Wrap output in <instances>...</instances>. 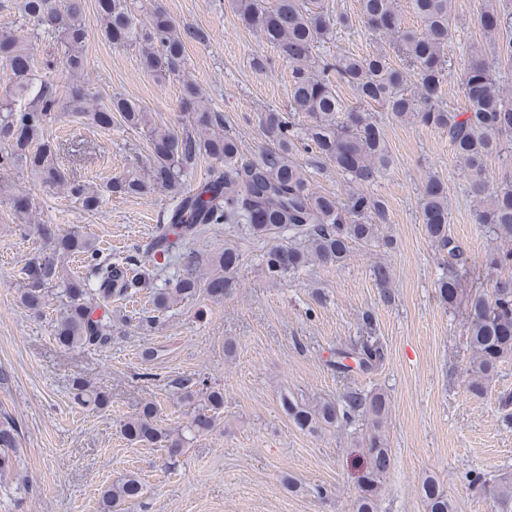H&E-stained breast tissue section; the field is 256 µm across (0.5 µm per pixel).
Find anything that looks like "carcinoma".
I'll use <instances>...</instances> for the list:
<instances>
[{"mask_svg": "<svg viewBox=\"0 0 512 512\" xmlns=\"http://www.w3.org/2000/svg\"><path fill=\"white\" fill-rule=\"evenodd\" d=\"M453 0H410L412 11L422 20L420 34L402 28L397 0H359L362 21L378 37L377 46L365 57L342 54L316 59L315 44L326 39L338 26L350 25L348 16L329 10L327 0H237L242 23L260 32L275 45L280 57L291 67L292 89L286 112L274 109L261 116L268 146L249 161L238 159L240 143L224 131L223 113L205 103L191 82L184 83V105L190 128L181 134L152 123L151 113L138 102L123 97L112 99L105 110L89 107V90L73 87L62 96L54 84L36 81L35 64L22 39L11 30H0V64L9 81L12 97L0 100V172L25 170L49 189L61 190L76 198L87 211L102 204L101 195L87 185L72 181L47 139L46 126L58 114L86 117L107 127L112 114L150 139L152 159L149 177L131 171L112 180L108 191L118 197L138 195L149 188L174 195L168 223L143 251L137 249L112 261L100 257L90 240L72 231L57 234L49 225L41 227L51 246V254L32 257L26 268L21 300L30 309L45 303L46 285L58 282L67 299L65 315L56 327V339L67 348L96 347L112 338V309L116 297L152 290L154 307L163 311L170 303L188 300L200 289L216 300L228 295L236 284L241 256L233 245L209 261L186 249L187 240L202 224H241L250 235L268 238L272 244L260 255L259 265L272 281H281L315 263H344L351 245L379 243L389 249L393 240L379 237L389 223L386 202L363 187L392 163L384 130L371 110L383 105L395 121L418 122L448 135L464 165L475 194L478 223L488 228L499 246L489 264L512 269V185L493 184L486 177L487 161L494 155L512 152V99L496 77L495 61L482 54L472 56L461 77L467 109L444 108L438 92L447 77L444 56L451 35ZM23 15L53 34L64 48V59H45L48 70L63 67L78 78L84 69L80 47L83 42V0H23ZM97 12L106 38L117 45H137L143 67L156 74H176L183 60L184 42L180 27L161 10L146 19H137L128 0H97ZM486 40L502 43L512 55V0L492 3L480 16ZM402 66L390 63V53ZM354 87L361 105L338 120L343 104L330 85L329 74ZM418 77L413 92L407 88V74ZM307 119L301 123L300 118ZM309 147L317 157L332 164L347 178L350 191L345 199L315 191L295 156L299 146ZM218 163L208 178L193 189H185L188 170L201 157ZM421 218L434 246L448 257V267L437 280L442 302L454 306L461 292L457 266L467 263L459 241L448 231V187L430 176L421 196ZM84 257L86 272L74 277L62 258ZM176 263V278L158 286L146 263ZM372 276L383 295H388L392 271L377 261ZM102 314H97V310ZM468 346L471 351L466 389L481 395L497 372L498 364L512 355V275L495 281L492 293H468ZM385 359L383 344L375 336H362L349 348L336 350L333 366L349 375L368 371ZM184 389L205 390V406L191 419L188 431L209 430L214 422L210 412L224 407V393L212 389L206 380L179 382ZM73 399L81 405L104 408L108 395L93 390L77 379L72 384ZM283 407L291 421L302 430L321 424L351 425L358 420L371 424L368 441L369 467L360 483L357 512H376L377 494L388 473L392 455L382 438L389 399L382 391H348L341 403L324 402L310 407L286 400ZM156 408L147 403L136 417L123 425L126 438L134 442H168L176 453L184 438L159 429ZM19 432L13 420H0V480L18 478ZM470 486L492 491L501 501H512V474L492 481L481 473H469ZM141 482L135 477L107 489L102 497L104 512H115L128 500L141 496ZM425 512H449L448 495L435 481L422 486Z\"/></svg>", "mask_w": 512, "mask_h": 512, "instance_id": "1", "label": "carcinoma"}]
</instances>
